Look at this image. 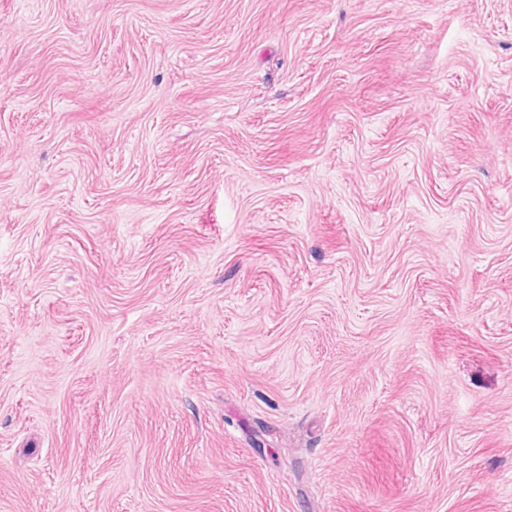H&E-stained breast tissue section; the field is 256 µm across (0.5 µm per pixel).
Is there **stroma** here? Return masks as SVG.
Masks as SVG:
<instances>
[{"mask_svg": "<svg viewBox=\"0 0 512 512\" xmlns=\"http://www.w3.org/2000/svg\"><path fill=\"white\" fill-rule=\"evenodd\" d=\"M0 512H512V0H0Z\"/></svg>", "mask_w": 512, "mask_h": 512, "instance_id": "obj_1", "label": "stroma"}]
</instances>
